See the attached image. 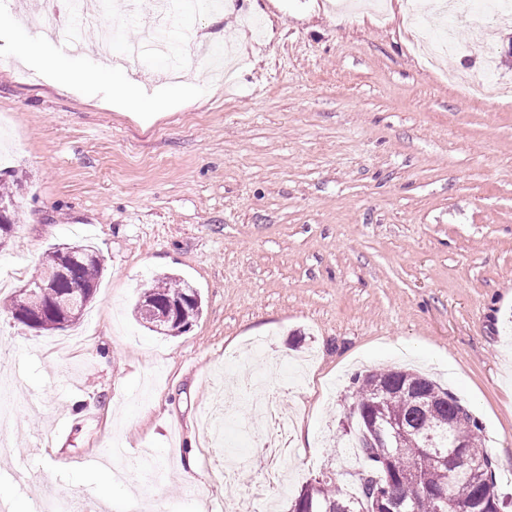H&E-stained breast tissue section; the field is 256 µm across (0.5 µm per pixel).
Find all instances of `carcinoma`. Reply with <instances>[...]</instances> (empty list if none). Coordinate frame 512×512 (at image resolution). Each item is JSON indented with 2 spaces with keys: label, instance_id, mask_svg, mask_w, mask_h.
I'll return each mask as SVG.
<instances>
[{
  "label": "carcinoma",
  "instance_id": "carcinoma-1",
  "mask_svg": "<svg viewBox=\"0 0 512 512\" xmlns=\"http://www.w3.org/2000/svg\"><path fill=\"white\" fill-rule=\"evenodd\" d=\"M16 185V179H0V250L9 245L18 227L13 192ZM80 247L86 257L79 263L59 246L46 254L43 270L55 277V296L36 289L23 305L11 299L12 318H36L40 320L39 331L62 329L82 318L93 300L102 264L93 246L82 243ZM201 311L197 289L174 274L157 277L135 307L143 327L161 336L185 332ZM349 397L348 430L362 459L356 473V495L344 491L331 477L318 479L295 496L292 512H342L347 501L353 503L354 512H373L375 498L408 500L417 486H446L458 502L484 503L480 512H504L507 508L493 478L491 458L482 448L480 422L450 391L419 373L390 368L354 376ZM371 415L395 419L406 426L401 446L393 449V454L363 443L367 430L364 418ZM427 434L439 449L448 447L450 439L462 442L461 452L481 460L484 471L465 476L441 465L434 452L421 447Z\"/></svg>",
  "mask_w": 512,
  "mask_h": 512
}]
</instances>
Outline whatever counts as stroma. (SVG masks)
Wrapping results in <instances>:
<instances>
[{
    "mask_svg": "<svg viewBox=\"0 0 512 512\" xmlns=\"http://www.w3.org/2000/svg\"><path fill=\"white\" fill-rule=\"evenodd\" d=\"M121 42L155 25L151 0H109ZM403 0H233L180 14L176 35L208 34L173 76L211 74L224 46L228 82L180 100L153 121L110 107L104 87L61 91L0 68V168L14 171L16 233L0 251L13 286L0 291V375L26 405L0 446V493L40 512L18 475L60 493L159 500V512H234L261 479V449L230 434L249 477L225 487L202 445L199 409L214 383L253 372L240 352L270 338L271 391L296 417L284 461L288 512L307 482L355 491L359 461L340 422L350 376L416 370L466 402L501 492L512 494V99L476 101L448 73L482 69L479 53L432 68ZM494 41L491 77L512 85V20L466 25ZM95 246L104 275L67 357L5 308L63 243ZM198 289L202 313L176 337L135 319L152 279ZM117 440L150 449L160 482L103 492L92 464ZM206 475L185 485L187 460Z\"/></svg>",
    "mask_w": 512,
    "mask_h": 512,
    "instance_id": "obj_1",
    "label": "stroma"
}]
</instances>
